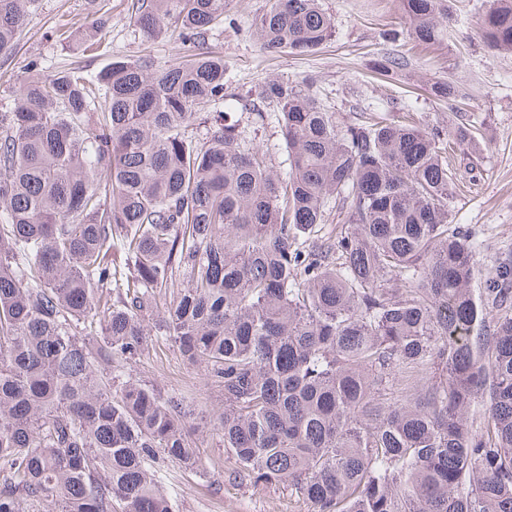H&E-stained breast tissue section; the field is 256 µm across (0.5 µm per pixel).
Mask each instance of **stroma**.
I'll use <instances>...</instances> for the list:
<instances>
[{
    "label": "stroma",
    "mask_w": 512,
    "mask_h": 512,
    "mask_svg": "<svg viewBox=\"0 0 512 512\" xmlns=\"http://www.w3.org/2000/svg\"><path fill=\"white\" fill-rule=\"evenodd\" d=\"M266 3L227 0L224 23L210 36L213 50L224 59L225 79L239 94L282 75L310 76L342 121L381 111L391 100L401 111L444 124L455 112L435 94V85L451 82L468 92L465 111L481 114L486 126L482 149L470 158L474 174L459 176L464 186L455 195L452 217L469 225L481 242L472 286L483 288L484 272L498 258L512 255V54L489 49L479 36L478 23L490 0H447L457 24L439 45L397 41L407 27L400 0H321L335 35L306 55L260 50L250 26ZM101 16L108 20L107 54L89 60V71H98L110 56L135 59L147 53L160 69L173 63L176 43L147 39L131 19L127 0H36L15 47L0 52V112L13 108V78L29 58H41L50 73L76 60V53L59 41L60 28H78ZM395 52L404 57L402 67L386 77L376 75L375 61ZM129 371L161 389L186 394L200 418L222 403L221 393L167 342L130 362ZM198 447L199 472L173 463L166 468V481L176 492L175 512H309V504L288 488L236 477L237 465L215 434L200 433Z\"/></svg>",
    "instance_id": "1"
}]
</instances>
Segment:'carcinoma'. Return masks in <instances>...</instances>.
<instances>
[{
  "label": "carcinoma",
  "mask_w": 512,
  "mask_h": 512,
  "mask_svg": "<svg viewBox=\"0 0 512 512\" xmlns=\"http://www.w3.org/2000/svg\"><path fill=\"white\" fill-rule=\"evenodd\" d=\"M224 3L135 0L172 65L32 61L0 112V512H174L163 464L199 448L185 399L127 371L155 336L223 393L210 426L256 485L311 512H512V262L475 292L452 219L485 118L342 122L310 77L241 97L207 46ZM401 4L421 43L454 26ZM33 5L0 0L1 52ZM106 23L61 41L93 51ZM252 31L269 54L333 36L320 0H268ZM479 31L512 53V0ZM239 110L275 117L285 171Z\"/></svg>",
  "instance_id": "cac0c4a2"
}]
</instances>
